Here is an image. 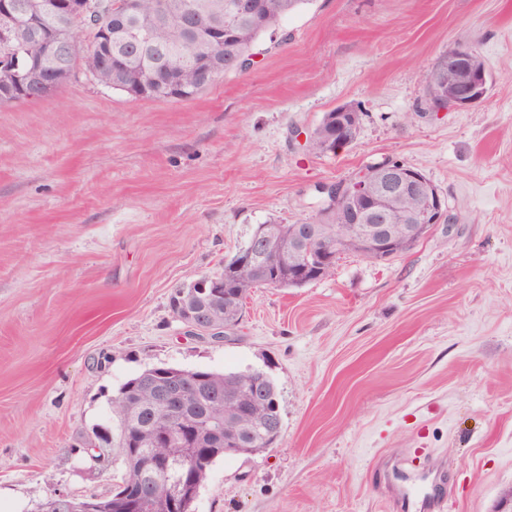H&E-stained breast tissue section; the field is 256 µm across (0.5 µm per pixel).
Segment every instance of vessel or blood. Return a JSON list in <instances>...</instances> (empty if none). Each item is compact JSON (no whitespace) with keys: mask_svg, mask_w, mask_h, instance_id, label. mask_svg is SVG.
I'll use <instances>...</instances> for the list:
<instances>
[{"mask_svg":"<svg viewBox=\"0 0 512 512\" xmlns=\"http://www.w3.org/2000/svg\"><path fill=\"white\" fill-rule=\"evenodd\" d=\"M401 471V462L388 459L384 464V476L388 486L396 487L402 506L408 512H440L447 495L451 493L448 468L444 460L427 459L423 469L414 471L411 488H397L395 477Z\"/></svg>","mask_w":512,"mask_h":512,"instance_id":"obj_1","label":"vessel or blood"}]
</instances>
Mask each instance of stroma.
<instances>
[{"label":"stroma","instance_id":"obj_1","mask_svg":"<svg viewBox=\"0 0 512 512\" xmlns=\"http://www.w3.org/2000/svg\"><path fill=\"white\" fill-rule=\"evenodd\" d=\"M288 40L190 100L133 98L85 68L0 105V512L107 495L124 465L83 442L160 364L274 379L276 444L211 465L195 512H391L374 465L433 452L444 512H512V0H311ZM478 50L479 102L432 108L424 77ZM349 145L311 153L326 112ZM400 161L447 219L388 261L252 289L222 341L171 296L220 272L256 225L315 217L321 183ZM349 107L351 106L338 108L336 114L326 121L325 125L328 126L329 132L325 139V146L328 151L346 146L356 137L354 126L349 122V117L352 116L351 112H348Z\"/></svg>","mask_w":512,"mask_h":512}]
</instances>
